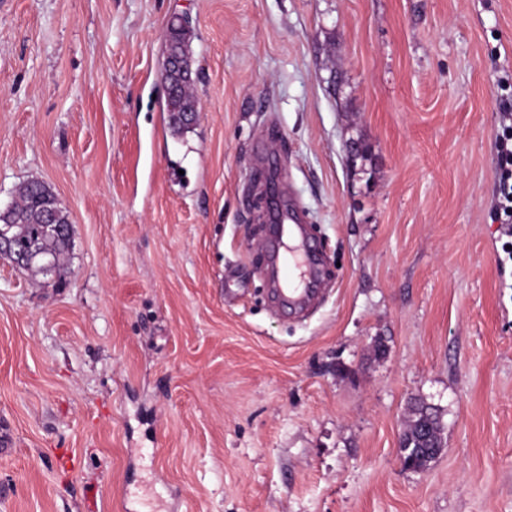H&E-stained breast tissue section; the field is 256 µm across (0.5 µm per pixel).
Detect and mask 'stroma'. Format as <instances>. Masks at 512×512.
I'll return each mask as SVG.
<instances>
[{"label": "stroma", "instance_id": "obj_1", "mask_svg": "<svg viewBox=\"0 0 512 512\" xmlns=\"http://www.w3.org/2000/svg\"><path fill=\"white\" fill-rule=\"evenodd\" d=\"M508 76L512 0H0V210L38 179L73 226L56 283L0 259V512H512ZM264 141L326 262L304 317L267 292ZM192 32L180 23L171 25L169 47L163 66L162 80L168 88L167 112L170 113V125L173 135L180 137L190 132L196 123L195 113L198 112V102L189 92L193 82V52L191 49ZM170 56H174L178 67L168 71ZM499 193L497 215L502 224H512V128L507 126L499 138ZM411 409L414 411V420H429L433 423V432L435 434V441L437 444L442 445L443 440L441 436V425L440 419L437 412L429 405H426L422 401H415ZM437 444H429L426 448H414L415 450L410 454H405V451H401V462L403 466L416 469L415 463L417 459H427L429 457H437L441 453V448ZM423 466L422 462H417V467Z\"/></svg>", "mask_w": 512, "mask_h": 512}]
</instances>
